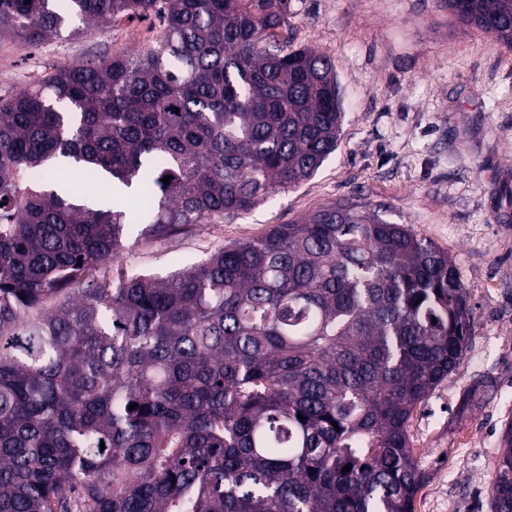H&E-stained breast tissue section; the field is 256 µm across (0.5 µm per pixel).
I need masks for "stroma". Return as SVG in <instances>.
<instances>
[{"instance_id": "1", "label": "stroma", "mask_w": 512, "mask_h": 512, "mask_svg": "<svg viewBox=\"0 0 512 512\" xmlns=\"http://www.w3.org/2000/svg\"><path fill=\"white\" fill-rule=\"evenodd\" d=\"M151 18L33 48L0 39V99L54 68L131 53ZM280 37L331 59L344 112L317 173L250 212L138 241L109 269L166 276L334 203L383 208L453 259L472 309L459 368L414 410L423 473L414 512H492L512 422V49L448 12V0H288Z\"/></svg>"}]
</instances>
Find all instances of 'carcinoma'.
<instances>
[{"mask_svg":"<svg viewBox=\"0 0 512 512\" xmlns=\"http://www.w3.org/2000/svg\"><path fill=\"white\" fill-rule=\"evenodd\" d=\"M287 9L0 0V38L30 46L73 15L161 28L0 100V512H413L407 424L471 316L447 253L330 204L171 276L90 279L127 225L222 224L336 150L334 65L280 38ZM448 10L512 49V0ZM53 164L142 206L77 200ZM505 442L493 512H512Z\"/></svg>","mask_w":512,"mask_h":512,"instance_id":"cac0c4a2","label":"carcinoma"}]
</instances>
